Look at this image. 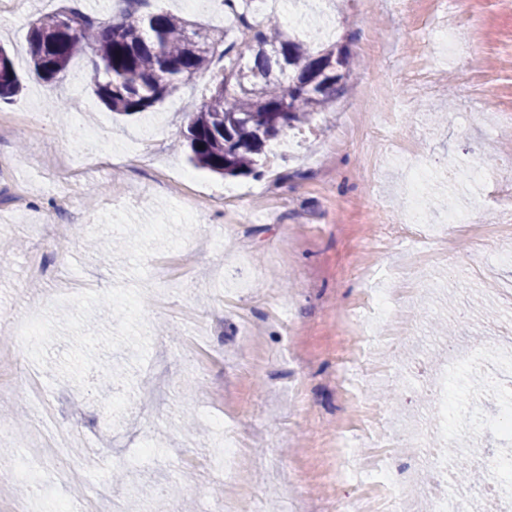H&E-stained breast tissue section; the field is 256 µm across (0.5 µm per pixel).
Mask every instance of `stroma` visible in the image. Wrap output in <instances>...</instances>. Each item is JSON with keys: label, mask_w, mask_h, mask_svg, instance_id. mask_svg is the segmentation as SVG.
Wrapping results in <instances>:
<instances>
[{"label": "stroma", "mask_w": 512, "mask_h": 512, "mask_svg": "<svg viewBox=\"0 0 512 512\" xmlns=\"http://www.w3.org/2000/svg\"><path fill=\"white\" fill-rule=\"evenodd\" d=\"M307 30L343 45L354 75L333 112L271 141L260 175L220 177L192 167L183 144L186 115L207 95L224 61L214 58L174 97L130 117L108 112L90 85L89 55L44 82L29 72L33 18L76 9L97 18L158 9L220 30L210 0H27L0 25L22 91L0 103V336L12 319L35 316L37 328L0 371V448L13 468L0 470V512L35 486V512H210L224 495V462L214 456V422L234 427L246 468L239 489L256 498L227 502L224 512H323L330 482L343 493L364 479L339 470L328 443L358 457L384 449L392 472L418 469L419 448L389 426H358L345 391L368 406L434 424L422 382L446 375L448 433L476 407L493 415L512 390L473 396L477 371L448 358L449 342L480 346L512 328V243L437 251L454 228L443 217L464 212L498 218L512 159L498 126L512 110V0H309ZM454 22L461 58L434 57L428 31ZM375 101L352 114L366 87ZM62 111L53 112L49 102ZM95 129L82 143L73 120ZM385 132L432 171L423 187L428 223L413 240L373 249L380 209H407L404 167L380 163ZM494 169L482 185L450 183L443 164ZM394 291L395 322L366 316L375 348L342 365L340 330L373 291ZM125 374L100 383L104 366ZM38 381L52 417L8 409L27 378ZM195 417L185 426L183 414ZM71 429L69 450L48 457L45 442ZM165 434L164 447L154 445ZM81 458L79 482L59 471ZM123 468L137 501L113 478ZM178 488L158 499L153 479Z\"/></svg>", "instance_id": "35a3bbf8"}]
</instances>
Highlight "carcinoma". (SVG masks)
<instances>
[{
  "mask_svg": "<svg viewBox=\"0 0 512 512\" xmlns=\"http://www.w3.org/2000/svg\"><path fill=\"white\" fill-rule=\"evenodd\" d=\"M223 2L238 24L217 38L163 10L112 23L77 12L40 16L27 33L30 65L50 82L89 53L99 99L112 112L133 115L176 95L219 55L227 60L224 74L187 116L189 161L224 177L250 175L270 141L330 111L353 71L342 48L287 35L272 20L249 23L246 10L255 0ZM21 89L11 54L0 46V102Z\"/></svg>",
  "mask_w": 512,
  "mask_h": 512,
  "instance_id": "obj_1",
  "label": "carcinoma"
}]
</instances>
